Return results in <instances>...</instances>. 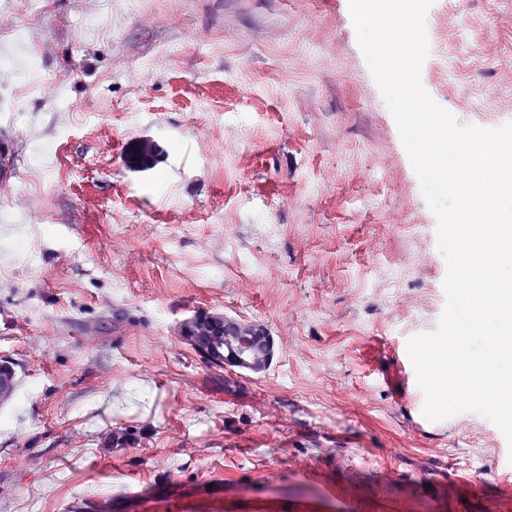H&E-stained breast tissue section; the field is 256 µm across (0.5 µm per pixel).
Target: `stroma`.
Masks as SVG:
<instances>
[{"label":"stroma","mask_w":512,"mask_h":512,"mask_svg":"<svg viewBox=\"0 0 512 512\" xmlns=\"http://www.w3.org/2000/svg\"><path fill=\"white\" fill-rule=\"evenodd\" d=\"M11 2L0 50L23 30L52 86L0 66V512H512L481 416L422 436L400 405L392 349L436 329L446 264L348 0ZM425 25L431 98L512 122V0ZM206 312L270 328L265 378L183 340ZM19 386L18 373L12 363H0V406L10 407L14 404Z\"/></svg>","instance_id":"stroma-1"}]
</instances>
